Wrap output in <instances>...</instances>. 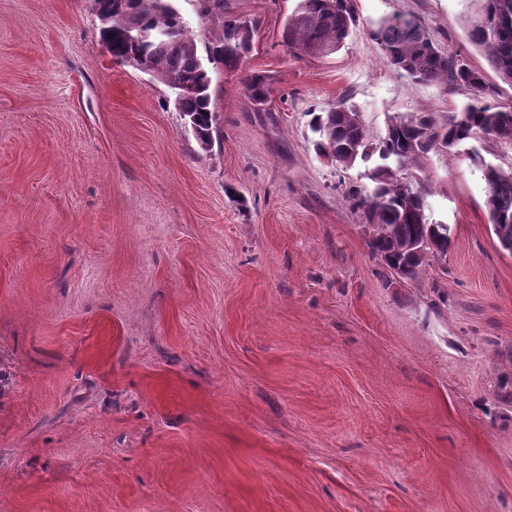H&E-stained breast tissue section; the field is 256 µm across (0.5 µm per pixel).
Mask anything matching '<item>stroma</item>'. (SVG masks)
<instances>
[{"label":"stroma","mask_w":512,"mask_h":512,"mask_svg":"<svg viewBox=\"0 0 512 512\" xmlns=\"http://www.w3.org/2000/svg\"><path fill=\"white\" fill-rule=\"evenodd\" d=\"M296 3L225 0L262 25L213 78L204 154L88 0H0V512H512V253L470 159L512 148L430 154L451 246L393 285L345 199L366 167L318 157L307 118L344 98L378 138L470 102L387 64L370 30L395 14L512 104L480 0H357L346 46L302 59ZM243 84L246 96L254 106L255 111L265 112L263 106L266 104L270 93L269 76L262 73H252L244 78Z\"/></svg>","instance_id":"1"}]
</instances>
